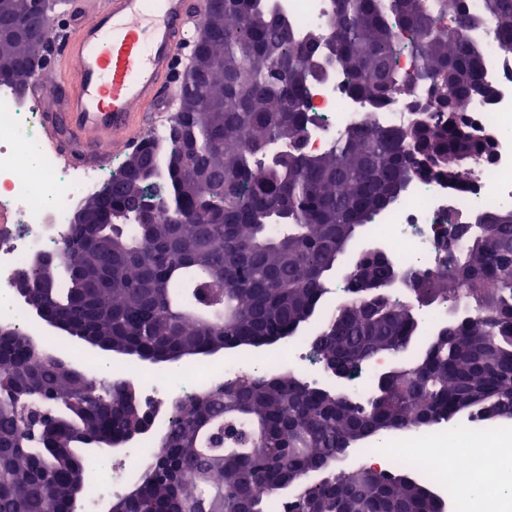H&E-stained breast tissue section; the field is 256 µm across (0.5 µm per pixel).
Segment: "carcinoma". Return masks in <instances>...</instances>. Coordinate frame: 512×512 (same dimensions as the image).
Instances as JSON below:
<instances>
[{
    "label": "carcinoma",
    "mask_w": 512,
    "mask_h": 512,
    "mask_svg": "<svg viewBox=\"0 0 512 512\" xmlns=\"http://www.w3.org/2000/svg\"><path fill=\"white\" fill-rule=\"evenodd\" d=\"M333 60L349 89L374 106L407 85L430 86L407 124L365 112L319 154L301 148L311 121V32H296L267 0H224L198 41L200 83L183 90L189 120L150 137L124 168L145 169L143 197L122 176L83 202L109 207L121 224L71 225L77 264L52 288L19 280L23 300L99 348L135 361L187 366L217 349L246 354L295 337L331 288L330 273L358 231L421 173L463 177L486 138L460 127L456 105L483 81V32L512 56V0H333ZM17 68L3 82L23 89L30 51L0 45ZM407 54L413 66L401 70ZM180 156L183 165L170 159ZM149 206L165 220L136 223ZM451 265L425 273L393 260L363 261L380 300L361 294L322 323L320 355L350 383L382 355L390 363L366 393L325 391L298 372L243 375L187 397L140 481L115 512H439L440 498L409 470H336L349 449L393 430L429 429L461 415L512 419V207L448 220ZM409 277L411 299L380 288L390 267ZM463 307L447 329L420 335L421 310ZM0 335V512H73L91 455L84 435L119 437L136 416L121 382H97L70 365L35 360L14 327Z\"/></svg>",
    "instance_id": "carcinoma-1"
}]
</instances>
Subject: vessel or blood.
<instances>
[{
	"label": "vessel or blood",
	"instance_id": "1",
	"mask_svg": "<svg viewBox=\"0 0 512 512\" xmlns=\"http://www.w3.org/2000/svg\"><path fill=\"white\" fill-rule=\"evenodd\" d=\"M206 0H95L51 24L58 49L45 63L67 93L43 114L51 142L72 160L133 148L156 113L172 110L182 63L200 34Z\"/></svg>",
	"mask_w": 512,
	"mask_h": 512
}]
</instances>
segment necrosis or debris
<instances>
[{"instance_id":"obj_1","label":"necrosis or debris","mask_w":512,"mask_h":512,"mask_svg":"<svg viewBox=\"0 0 512 512\" xmlns=\"http://www.w3.org/2000/svg\"><path fill=\"white\" fill-rule=\"evenodd\" d=\"M277 5L279 14L301 31L327 28L333 9L332 0H277ZM321 68L323 77L312 81L308 91L311 121L303 144L311 153L328 150L338 131L371 109L369 103L350 94L348 81L336 65L325 61ZM482 68L493 90L491 98L462 101L458 110L472 127L493 139V154L455 183L439 175L415 180L389 210L375 218L372 236L384 244L393 260L434 270L449 214L465 218L477 209L512 207V56L501 53L494 40H487ZM41 129V114L32 99L11 85L0 84V214L9 218L0 225V321L17 326L29 323L17 284L31 253L60 251L70 230L74 204L101 192L112 178L103 164L64 161L61 152L48 146ZM249 370L247 359L235 354L225 355L217 365L193 364L175 373L123 365L116 377L142 388L151 427L113 459L81 512H98L105 498L138 482L157 436L169 426L180 395ZM459 434L475 436L486 450L489 467L512 476V466L499 454L497 431L477 427L469 420L451 427L443 423L427 430L400 432L394 441L359 449L358 458L369 467L380 464L385 472L417 468L451 506L465 503L468 512H482L483 505L495 503V496L475 503L450 480L452 470L469 464L453 449Z\"/></svg>"}]
</instances>
